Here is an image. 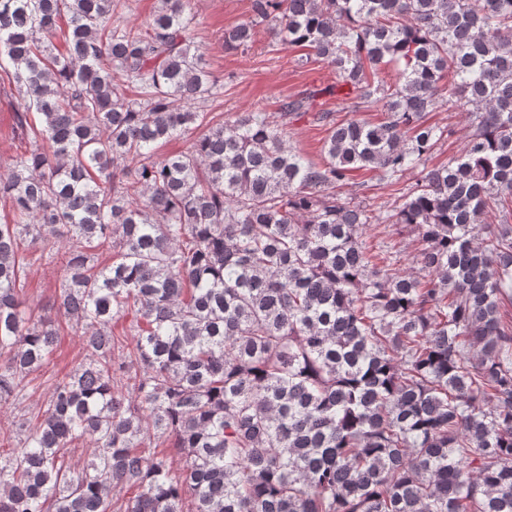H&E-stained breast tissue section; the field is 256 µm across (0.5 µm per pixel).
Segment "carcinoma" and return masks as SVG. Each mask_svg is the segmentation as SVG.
<instances>
[{"label": "carcinoma", "instance_id": "1", "mask_svg": "<svg viewBox=\"0 0 512 512\" xmlns=\"http://www.w3.org/2000/svg\"><path fill=\"white\" fill-rule=\"evenodd\" d=\"M118 5L0 0L24 144L0 175V405L60 336L24 306L32 263L62 261L53 308L84 352L0 440V512H512V0H251L224 48L271 20L329 92L383 105L332 126L320 165L264 112L205 109L191 0L142 27ZM440 102L468 128L427 168ZM417 168L386 210L336 191ZM367 224L417 230L426 274L370 253Z\"/></svg>", "mask_w": 512, "mask_h": 512}]
</instances>
